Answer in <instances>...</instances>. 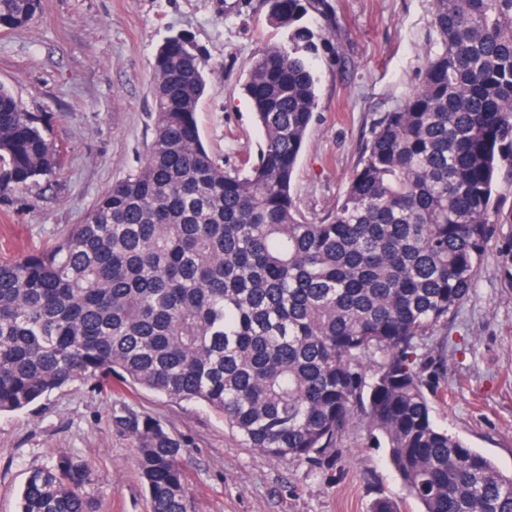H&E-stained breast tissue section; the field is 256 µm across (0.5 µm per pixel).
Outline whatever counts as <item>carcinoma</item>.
I'll list each match as a JSON object with an SVG mask.
<instances>
[{"instance_id": "carcinoma-1", "label": "carcinoma", "mask_w": 512, "mask_h": 512, "mask_svg": "<svg viewBox=\"0 0 512 512\" xmlns=\"http://www.w3.org/2000/svg\"><path fill=\"white\" fill-rule=\"evenodd\" d=\"M288 41L242 89L262 142L245 169L207 150L206 59L167 37L152 63L143 164L49 249L0 262V412L80 377L203 403L246 448L304 461L368 439L420 512H512V473L438 426L448 354L423 350L475 285L512 181V0H433L436 45L417 89L373 124L336 207L312 220L290 193L319 107L306 24L326 0H269ZM39 0H0V30ZM41 117L0 85V194L48 179ZM137 444L150 512H188L184 445L151 418H115ZM84 464L35 470L20 512H94Z\"/></svg>"}]
</instances>
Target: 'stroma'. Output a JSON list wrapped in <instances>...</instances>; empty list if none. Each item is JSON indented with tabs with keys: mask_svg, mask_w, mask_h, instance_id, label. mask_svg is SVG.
I'll return each instance as SVG.
<instances>
[{
	"mask_svg": "<svg viewBox=\"0 0 512 512\" xmlns=\"http://www.w3.org/2000/svg\"><path fill=\"white\" fill-rule=\"evenodd\" d=\"M327 3L336 26L330 47L318 50L319 108L291 184L309 219L335 207L374 119L418 87L435 40L432 0ZM179 33L210 65L197 111L203 142L225 167L240 166L261 141L241 84L258 50L288 38L265 0H41L28 27L0 31V84L42 116L61 154L50 180L0 200V260L52 246L139 168L152 137V61ZM430 342L448 350L438 424L512 472V224L499 225L470 296ZM119 416L152 417L184 441L190 512H371L380 497L418 512L386 449L367 447L363 426L339 449L291 462L241 447L203 404L90 377L0 414V512H19L29 474L62 454L87 463L84 493L98 512H149L135 441Z\"/></svg>",
	"mask_w": 512,
	"mask_h": 512,
	"instance_id": "35a3bbf8",
	"label": "stroma"
}]
</instances>
